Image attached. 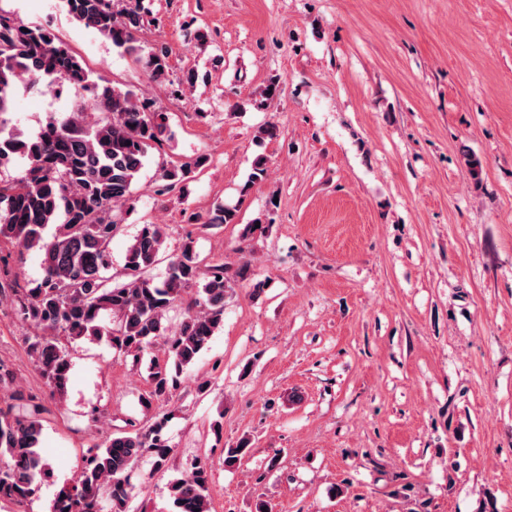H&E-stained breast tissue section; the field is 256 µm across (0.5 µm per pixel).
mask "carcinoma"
Segmentation results:
<instances>
[{
    "label": "carcinoma",
    "mask_w": 512,
    "mask_h": 512,
    "mask_svg": "<svg viewBox=\"0 0 512 512\" xmlns=\"http://www.w3.org/2000/svg\"><path fill=\"white\" fill-rule=\"evenodd\" d=\"M69 15L94 29L112 45L136 58L150 76L165 79L170 51L161 45L140 54L144 28L142 0H125L116 10L112 0H62ZM67 85L85 104L63 118L49 120L29 137L10 126L13 99L20 90ZM102 114L88 121L84 114ZM174 133L167 113L151 109L131 89L95 75L49 28L18 23L0 13V165L19 157L24 174L0 181V245L9 243L41 253L42 279L33 288H14L15 309L37 332L27 337L34 358L54 393L64 392L72 368L69 343L85 336H105L112 349L139 355L158 339L165 340L167 360L149 366L150 397L165 400L176 389L183 368L192 364L224 322V301L232 283L249 279L248 265L229 276L221 265H209L188 236L168 258L164 279L146 272L158 264L163 234L156 224H143L125 254L126 280L111 283L110 243L134 210V186L149 151ZM192 163L167 162L156 172L158 190L186 192ZM268 176V159L257 156L246 194ZM260 227H255V223ZM272 218L266 212L245 225L241 243L264 234ZM210 224L239 223L238 208L221 204ZM199 287L194 308L170 328L166 316L181 303L187 289ZM111 317L105 324L103 319ZM13 372L0 363V387L10 388V402L0 406V500L23 503L35 495L44 473L39 453L46 408L37 396L14 386ZM168 423L161 416L147 427L131 425L116 432L102 448L83 454L79 479L61 490L53 512H127L131 472L149 453L161 465L170 447ZM248 442L225 449L224 466L239 464ZM209 466L197 460L171 485L175 512H211Z\"/></svg>",
    "instance_id": "1"
}]
</instances>
